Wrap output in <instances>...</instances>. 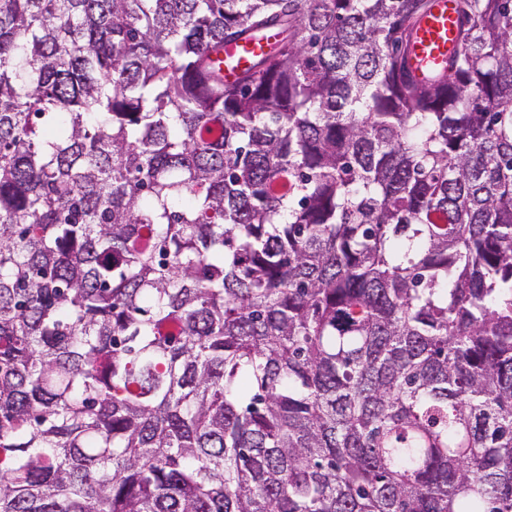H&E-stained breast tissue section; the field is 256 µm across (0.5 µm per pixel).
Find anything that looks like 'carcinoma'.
<instances>
[{"label":"carcinoma","instance_id":"carcinoma-1","mask_svg":"<svg viewBox=\"0 0 512 512\" xmlns=\"http://www.w3.org/2000/svg\"><path fill=\"white\" fill-rule=\"evenodd\" d=\"M432 7L0 0V512H512V0ZM438 1L432 14L420 24L415 33L409 66L417 79L439 71L448 62V52L458 49V0ZM267 50V43H229L224 47V81H233L251 59Z\"/></svg>","mask_w":512,"mask_h":512}]
</instances>
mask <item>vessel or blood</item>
<instances>
[{"label":"vessel or blood","instance_id":"1","mask_svg":"<svg viewBox=\"0 0 512 512\" xmlns=\"http://www.w3.org/2000/svg\"><path fill=\"white\" fill-rule=\"evenodd\" d=\"M460 23L457 0H439L415 33L409 66L416 78L436 73L456 49ZM266 43H230L224 48V79L233 81L251 59L266 51Z\"/></svg>","mask_w":512,"mask_h":512}]
</instances>
